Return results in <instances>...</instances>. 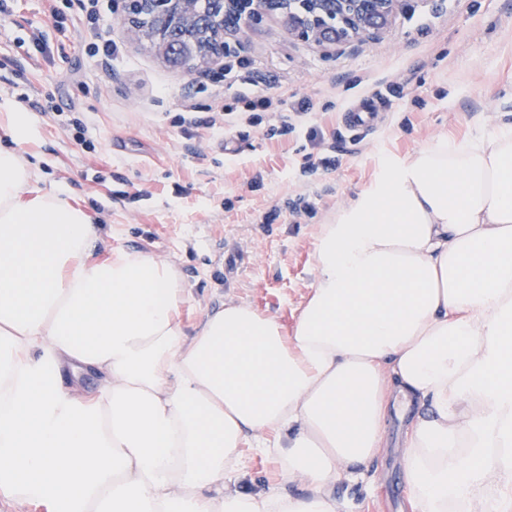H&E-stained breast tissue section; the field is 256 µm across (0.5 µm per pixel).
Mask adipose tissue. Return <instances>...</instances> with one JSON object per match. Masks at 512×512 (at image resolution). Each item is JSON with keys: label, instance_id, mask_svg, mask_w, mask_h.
Listing matches in <instances>:
<instances>
[{"label": "adipose tissue", "instance_id": "ef3b65f1", "mask_svg": "<svg viewBox=\"0 0 512 512\" xmlns=\"http://www.w3.org/2000/svg\"><path fill=\"white\" fill-rule=\"evenodd\" d=\"M26 113L0 145V501L48 512H341L336 485L413 411L414 512L512 494V123L383 160L323 225L292 336L232 301L187 330L175 268L90 257L95 228L34 188ZM95 373L93 390L67 377ZM299 494L235 485L248 438Z\"/></svg>", "mask_w": 512, "mask_h": 512}]
</instances>
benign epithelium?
<instances>
[{"mask_svg":"<svg viewBox=\"0 0 512 512\" xmlns=\"http://www.w3.org/2000/svg\"><path fill=\"white\" fill-rule=\"evenodd\" d=\"M411 0H115L113 19L163 60L188 73L224 58V34L278 16L296 40L326 48L376 39ZM153 25L143 31L139 21Z\"/></svg>","mask_w":512,"mask_h":512,"instance_id":"1","label":"benign epithelium"}]
</instances>
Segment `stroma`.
I'll use <instances>...</instances> for the list:
<instances>
[{
  "instance_id": "stroma-1",
  "label": "stroma",
  "mask_w": 512,
  "mask_h": 512,
  "mask_svg": "<svg viewBox=\"0 0 512 512\" xmlns=\"http://www.w3.org/2000/svg\"><path fill=\"white\" fill-rule=\"evenodd\" d=\"M14 0L0 59L18 67L0 80V129L7 114L28 115L22 146L38 169V188H61L98 232L91 257L105 260L138 249L171 262L192 301L180 312L195 328L228 299L250 305L293 330L315 282L316 239L337 209L375 178L385 158H404L431 139L463 141L512 120V0H444L433 9L416 0L377 40L333 52L289 35L277 17L241 38L240 49L205 76L165 63L146 44L113 29L118 45L109 62L91 55L89 27H75L77 0ZM44 54H36L33 36ZM277 94L312 101L326 132L336 135L335 169L309 167L304 131L268 138L274 112L237 123L231 134L200 127L185 133L181 104L196 118L217 115L239 90L238 76ZM377 92L390 103L371 139L354 141L341 114ZM51 107L44 114L34 102ZM82 118L92 149L77 144L66 122ZM138 194L116 203L112 194ZM313 211L294 214L299 197ZM406 421L391 411L384 446L365 478L336 489L344 512H412L401 479ZM244 485L254 491L283 483L278 461L246 443Z\"/></svg>"
}]
</instances>
